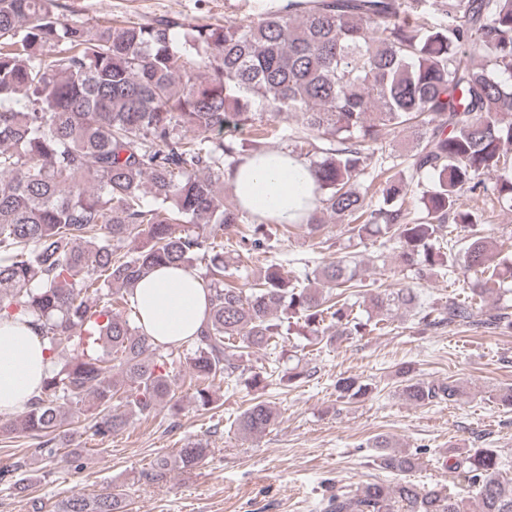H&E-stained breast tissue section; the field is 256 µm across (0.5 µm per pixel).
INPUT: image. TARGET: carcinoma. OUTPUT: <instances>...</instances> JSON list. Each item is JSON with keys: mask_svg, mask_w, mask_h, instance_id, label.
I'll return each mask as SVG.
<instances>
[{"mask_svg": "<svg viewBox=\"0 0 512 512\" xmlns=\"http://www.w3.org/2000/svg\"><path fill=\"white\" fill-rule=\"evenodd\" d=\"M57 0H0V318L31 321L48 353L42 385L0 433L22 431L52 462L71 438L64 422L86 415L106 439L133 417L164 405L181 410L172 373L190 374L193 401L214 402L215 381L233 382L238 359L275 349L291 333L320 344L364 335L401 309L423 329L512 330L509 307L485 298L512 273V243H495L461 197L492 195L512 210V0H283L258 20L197 24L180 42L172 24L135 22L96 31L60 18ZM287 123L291 153L309 157L317 205L302 224L313 236L325 217L347 241L376 234L424 281L448 277L456 292L440 307L413 287L372 293L355 255L324 261L294 279L277 264L249 288L226 281L224 246L273 249L267 226L224 202V171L261 145L224 140L251 128L256 108ZM408 129L414 153L396 161L385 136ZM385 177L374 207L361 177ZM481 175H494L488 185ZM428 183H423V180ZM425 187V215L406 207ZM141 239L122 251L130 237ZM504 252L490 264L495 248ZM163 264L198 272L209 316L181 349L139 325L136 284ZM405 401H456L455 380L424 381L410 363L396 373ZM372 384L336 380V394L362 401ZM118 404H113L114 398ZM275 413L264 401L236 418L238 431L264 435ZM372 463L400 476L355 494L336 491L324 512H512V479L494 448L448 456V472L475 495L447 494L407 478L418 457L378 436ZM208 445L187 442L140 473L146 481L199 466ZM59 512H126L115 485L73 495Z\"/></svg>", "mask_w": 512, "mask_h": 512, "instance_id": "obj_1", "label": "carcinoma"}]
</instances>
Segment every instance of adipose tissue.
<instances>
[{
	"label": "adipose tissue",
	"mask_w": 512,
	"mask_h": 512,
	"mask_svg": "<svg viewBox=\"0 0 512 512\" xmlns=\"http://www.w3.org/2000/svg\"><path fill=\"white\" fill-rule=\"evenodd\" d=\"M227 181L244 209L279 224L302 223L316 206L308 162L284 151L245 158ZM135 295L145 333L160 343L177 344L195 336L208 316V291L186 269L154 270L139 282ZM47 357L28 324L0 319V416L23 409L37 393L49 366Z\"/></svg>",
	"instance_id": "adipose-tissue-1"
}]
</instances>
